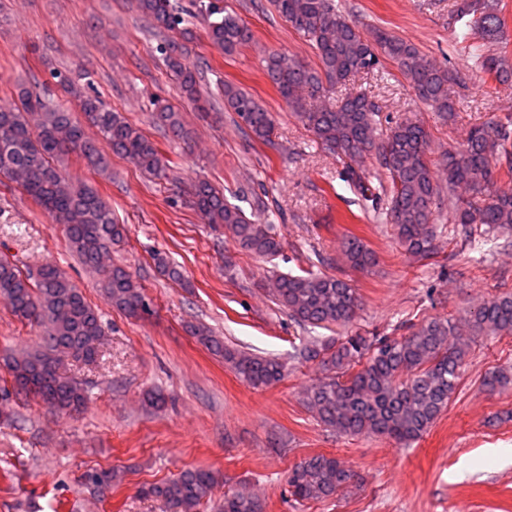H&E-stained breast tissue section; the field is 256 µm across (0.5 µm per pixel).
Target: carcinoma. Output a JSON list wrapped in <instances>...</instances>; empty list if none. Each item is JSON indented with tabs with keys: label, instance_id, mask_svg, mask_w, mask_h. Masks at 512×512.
Wrapping results in <instances>:
<instances>
[{
	"label": "carcinoma",
	"instance_id": "cac0c4a2",
	"mask_svg": "<svg viewBox=\"0 0 512 512\" xmlns=\"http://www.w3.org/2000/svg\"><path fill=\"white\" fill-rule=\"evenodd\" d=\"M206 16L209 42L226 55L247 44L253 34L236 15L224 11L221 0H196ZM277 12L317 53L319 67L309 68L284 52L274 51L265 70L282 100L295 112L325 149L354 162L362 146L375 137L379 105L367 94L352 90L334 105L323 102L329 88L345 86L358 73L379 71L383 60L395 64L409 81L417 98L451 118L455 101L448 88V70L427 58L411 42L376 28L366 36L341 11L336 0H272ZM136 9L155 22L163 35L160 51L182 97L203 100L202 72L184 54V41L192 30L189 10L179 0H134ZM452 20L489 37L505 25L503 17L480 12L474 0H455ZM478 70L496 82L512 78L505 57L477 45L471 47ZM224 106L237 114L253 139L270 142L274 117L251 93L232 83L220 87ZM19 105L0 108V177L19 184L56 223L65 227L72 249L96 269L112 305L130 317L147 312L141 287L120 265H103L101 258L125 235V225L115 218L111 204L93 186L69 179L62 164L73 155L91 171L108 175L107 156L98 146L104 141L112 153L128 158L139 170L165 178L170 170L157 145L126 117L106 106L95 93L79 96L78 119L67 107L51 104L28 87H17ZM154 124L187 139L189 131L179 112L157 100L151 112ZM388 147L378 151L379 168L347 167V180L372 203L375 214L393 224L400 246L413 257L435 253L432 221L440 195L428 158L429 133L409 120L395 123L387 134ZM448 194L456 199L452 220L472 234V225L489 228L512 224V189L497 186L495 169L512 175V117L472 127L462 147L441 158ZM387 178L389 187L376 191L372 179ZM192 205L207 224L224 226L235 244L256 256L273 259L281 243L271 224L247 217L207 181L192 191ZM345 256L356 269L376 264L377 256L361 239L347 237ZM276 304L304 327L348 325L360 299L352 285L334 274L304 270L280 274L273 288ZM0 299L18 318L45 328L44 350L0 358L8 368L13 387L40 398L48 406L77 411L84 390L59 372L53 354L64 352L86 363L99 356L104 335L99 313L82 291L54 265H44L37 277L23 274L6 257H0ZM477 334L512 335V295L503 294L484 303L468 320ZM193 335L213 354L231 365L238 378L252 388H267L285 376L284 364L275 357L257 356L231 349L211 333L196 329ZM469 343L453 319H432L408 335H350L341 342L308 341L300 356L322 358L336 375L310 387L305 402L326 428L346 436H383L399 443L423 437L448 406L455 392ZM359 367L352 373L350 369ZM347 375L345 380L340 376ZM356 474L333 456L317 454L303 459L288 472V492L299 502L323 500L351 485ZM83 481L104 493L112 488V472L91 469ZM218 475L207 468L186 469L158 484L140 488L144 497L163 501L170 512H197L212 498ZM219 512H261L259 501L243 493L224 495Z\"/></svg>",
	"mask_w": 512,
	"mask_h": 512
}]
</instances>
